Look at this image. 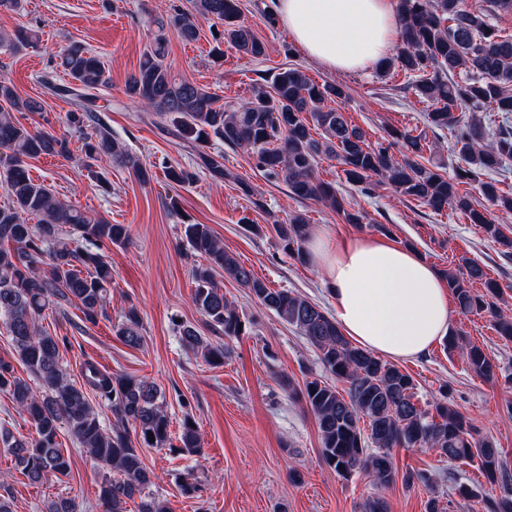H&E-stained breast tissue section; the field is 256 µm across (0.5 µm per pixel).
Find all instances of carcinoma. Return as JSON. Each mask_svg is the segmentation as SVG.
I'll list each match as a JSON object with an SVG mask.
<instances>
[{"label": "carcinoma", "mask_w": 512, "mask_h": 512, "mask_svg": "<svg viewBox=\"0 0 512 512\" xmlns=\"http://www.w3.org/2000/svg\"><path fill=\"white\" fill-rule=\"evenodd\" d=\"M189 2L191 8H174L159 29L168 25L182 41L193 42L199 36L197 18H213L224 25L215 42L230 44L250 60L266 56L265 42L241 21L238 0ZM398 15L402 40L389 65L413 78L416 96L429 103V125L454 132L462 165L453 178L439 173L434 165L419 162L424 154L419 137L391 129L376 143H368L345 112L325 105L329 99L345 97L343 88L317 84L299 67L274 74L268 84L255 88L247 102L229 108L208 88L172 72L166 62V39L159 34L143 53L137 71L127 78L125 92L153 111L172 117L183 138L202 147L213 137L224 141L233 150L256 158L257 166L268 177L284 182L293 196L326 203L349 224L362 223L364 215L348 209L343 195L316 176L314 163L322 154L336 158L346 181L366 191L387 185L437 213L458 211L486 236L512 249V237L493 218L495 209L512 213V196L501 193L492 180L480 181L486 205L478 209L458 189L461 180L494 171L512 159V120L508 117L512 113V37L492 30L484 14L466 9L463 0H399ZM60 66L72 85L50 83L48 89L72 96L74 109L67 113L66 122L78 133L85 158L97 161L108 156L141 181L149 180L151 172L141 159L112 139L106 129L87 132V118L96 102L92 91L109 80L104 62L76 45L60 57ZM462 71L471 77L459 82L455 76ZM1 102L9 109H0V185L7 195V202L0 204V323L39 390L16 375L11 364L0 362V392L8 394L36 432L35 438L26 439L3 428L0 442L11 448L16 466L28 481L38 484L49 473L65 476L70 470L69 457L57 440L64 427L104 470L99 489L104 512H126V504L135 499L139 500L138 512H168L166 502L150 491L154 475L138 451L171 444L163 393L147 377L114 376L90 363L84 366L82 383L71 381L60 357L58 337L38 325L45 311L72 303L80 306L90 323L108 317L112 266L99 249L106 243H123L127 227L92 218L35 181L28 160L43 155L66 158L71 154V139L31 130L17 121L12 112H40L42 104L19 96L4 75L0 76ZM466 105L475 109L491 106L506 114L489 141H484L477 122L459 115ZM313 127L323 137L314 138ZM197 155V166L213 180L228 177L216 156L202 149ZM195 175L180 166L169 165L165 170L167 180L178 185L192 182ZM25 214L37 223H25ZM67 227L88 246H71L64 238ZM273 230L283 252L305 259L309 225L302 215L273 224ZM185 234L192 249L207 260L193 270V301L209 326L228 339L248 332V321L215 280V273L222 269L305 336L326 371L345 384L340 390L313 379L302 390L318 425L321 454L339 475L364 472L377 488L387 489L397 479L392 449L427 448L450 462L477 464L500 488V496L482 500L485 512H512V468L492 441L476 436L465 417L448 406V400L430 409L422 407L410 374L353 345L335 318L319 305L292 291L268 287L224 250L223 241L209 225L189 224ZM445 279L461 313H489L497 333L512 340V317L495 302L500 289L485 280L475 261L461 258V263L445 271ZM481 280L485 284L482 294L471 288V283ZM141 329L140 314L133 306L122 311L112 326L115 336L133 348L142 344ZM180 341L207 363H224V346L211 343L194 327H182ZM446 346L458 350L478 376L495 377L494 365L479 347L464 344L456 333L448 336ZM90 391L112 401L115 422L111 426L100 421L89 402ZM151 433L153 442L149 441ZM179 440L187 453L200 451L196 421L188 414L183 417Z\"/></svg>", "instance_id": "cac0c4a2"}]
</instances>
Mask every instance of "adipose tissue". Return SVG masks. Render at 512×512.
<instances>
[{"label": "adipose tissue", "instance_id": "adipose-tissue-1", "mask_svg": "<svg viewBox=\"0 0 512 512\" xmlns=\"http://www.w3.org/2000/svg\"><path fill=\"white\" fill-rule=\"evenodd\" d=\"M269 12L308 58L335 73L373 69L401 40L397 0H270ZM307 249L337 325L358 345L404 360L448 335L443 278L416 252L375 237L336 245L323 226Z\"/></svg>", "mask_w": 512, "mask_h": 512}]
</instances>
